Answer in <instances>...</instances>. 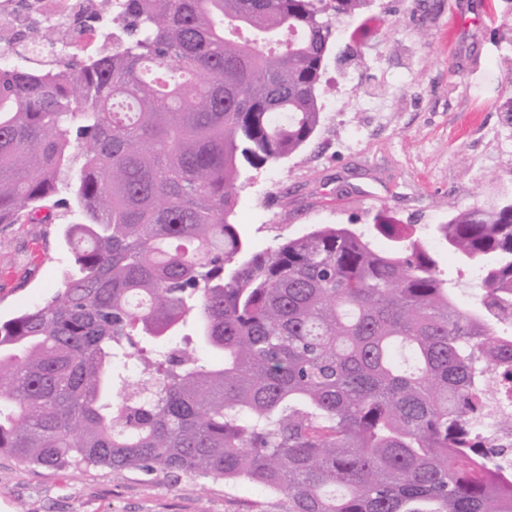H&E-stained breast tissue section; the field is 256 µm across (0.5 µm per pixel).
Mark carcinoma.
Masks as SVG:
<instances>
[{
  "label": "carcinoma",
  "mask_w": 512,
  "mask_h": 512,
  "mask_svg": "<svg viewBox=\"0 0 512 512\" xmlns=\"http://www.w3.org/2000/svg\"><path fill=\"white\" fill-rule=\"evenodd\" d=\"M367 2L100 0L112 47L0 66V224L64 208L73 263L0 320L1 453L247 481L288 512H512V445L473 431L512 367V196L434 229L473 274L466 311L384 210L370 236L266 252L234 220L250 173L315 137L336 28Z\"/></svg>",
  "instance_id": "cac0c4a2"
}]
</instances>
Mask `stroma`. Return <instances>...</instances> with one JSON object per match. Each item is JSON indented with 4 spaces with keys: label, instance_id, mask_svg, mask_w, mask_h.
Segmentation results:
<instances>
[{
    "label": "stroma",
    "instance_id": "35a3bbf8",
    "mask_svg": "<svg viewBox=\"0 0 512 512\" xmlns=\"http://www.w3.org/2000/svg\"><path fill=\"white\" fill-rule=\"evenodd\" d=\"M364 58L344 55L350 37ZM323 119L296 155L254 171L236 220L263 252L315 224L368 229L389 211L430 241L460 211L512 193V0H371L325 60ZM49 224H0V318L50 300L72 257ZM248 482L0 453V512H286Z\"/></svg>",
    "mask_w": 512,
    "mask_h": 512
}]
</instances>
